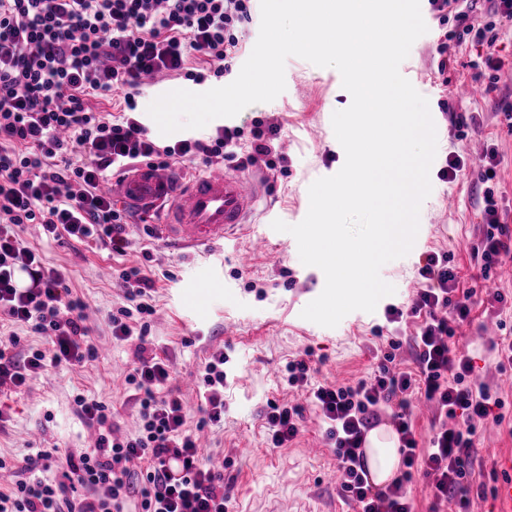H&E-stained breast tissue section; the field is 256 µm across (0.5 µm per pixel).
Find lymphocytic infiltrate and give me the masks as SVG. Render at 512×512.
Returning <instances> with one entry per match:
<instances>
[{
  "instance_id": "obj_1",
  "label": "lymphocytic infiltrate",
  "mask_w": 512,
  "mask_h": 512,
  "mask_svg": "<svg viewBox=\"0 0 512 512\" xmlns=\"http://www.w3.org/2000/svg\"><path fill=\"white\" fill-rule=\"evenodd\" d=\"M430 4L442 14L455 12L463 34L479 43L491 42L497 23L512 21V0H494V19L480 29L468 25L459 0ZM254 20L255 0H0V324L27 328L51 343L49 351L24 355L14 352L17 336L0 343V385L20 388L46 364L71 366L97 356L85 303L73 296L61 271L46 267L25 244L18 226L38 224L46 236L102 244L121 256L128 216L99 190L108 175L144 162L236 169L259 163L286 173L288 160L274 145L276 124L255 121L247 140L239 128L224 126L206 138L161 146L135 116L142 74L197 83L221 77L244 49L241 29ZM108 97L115 100L114 111L94 109L92 99ZM484 220L489 229L481 259L488 269L512 254V230L502 224L495 203H488ZM20 270L29 287L17 286ZM419 274L426 286L410 311H386L391 323L407 313L421 317L414 339L417 373L390 369L395 356L389 352L377 374L352 386L312 383L303 359L290 367L291 385L308 388L327 425L342 490L360 512H412L403 479L377 490L363 470L361 444L381 403L399 402L404 466L423 461L434 476V498L463 505L473 421L502 405L487 388L466 385L472 360L448 344L455 323L471 309L451 298L456 274L447 256L429 255ZM118 279L126 304L112 313L109 328L112 339L136 345L138 364L127 376L135 390V433L121 432L106 403L76 395V414L93 431L94 446L66 452L61 474L51 478L37 475L48 453L28 458L24 476L0 490V512H125L130 504L136 512H225L224 485L185 428L180 391L167 385L168 361L145 354L154 280L137 266L119 270ZM223 365L219 350L203 367L201 425L224 420ZM414 389L439 410L422 459L408 413L407 394Z\"/></svg>"
}]
</instances>
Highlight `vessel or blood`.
<instances>
[{"label":"vessel or blood","instance_id":"obj_1","mask_svg":"<svg viewBox=\"0 0 512 512\" xmlns=\"http://www.w3.org/2000/svg\"><path fill=\"white\" fill-rule=\"evenodd\" d=\"M101 192L151 221L164 247H208L255 214L266 185L255 175L209 171L188 182L170 169L141 165L100 185Z\"/></svg>","mask_w":512,"mask_h":512}]
</instances>
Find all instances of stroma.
Instances as JSON below:
<instances>
[{
	"label": "stroma",
	"mask_w": 512,
	"mask_h": 512,
	"mask_svg": "<svg viewBox=\"0 0 512 512\" xmlns=\"http://www.w3.org/2000/svg\"><path fill=\"white\" fill-rule=\"evenodd\" d=\"M428 27L418 38L400 72L412 85L434 83L429 106L437 132V153L431 166L439 171L450 155L460 156L464 169L450 182L432 178V192L420 211V228L410 253L385 264L381 277L395 286L375 311H355L333 328L301 316L304 307L325 286L319 268L302 264L295 238L272 229L274 220L301 222L309 208L308 188L318 178L336 174L345 152L337 141L331 117L346 109L351 95L342 86L340 73L297 57L288 58L286 89L274 101L253 104L228 119L231 127L250 129L256 119H267L280 128L278 144L288 158V173L269 177V191L258 209L256 223L248 224L223 243L201 249H166L157 244L146 225L128 226L131 247L125 256L108 249L43 237L38 225L26 224L21 235L38 250L46 265L65 272L74 296L92 308L88 325L99 350L97 358L73 367H47L27 387L0 388V405L9 407L13 422L0 431V485H9L28 456L51 448L67 451L81 447L87 429L73 410V397L84 393L111 406L122 431L136 429L132 404L134 389L126 381L136 361L135 346L114 342L108 318L124 305V291L113 271L139 266L155 281L152 318L147 339L155 352L169 358L171 383L181 387L188 407L186 427L195 430L201 403L197 385L205 359L223 350L224 424L205 429L200 442L207 461L217 463L224 479L227 512H270L280 500L306 504L307 512H352L340 485L326 480L336 467V455L325 437V425L306 392L289 387L288 367L309 358L312 380L351 385L369 376L377 366L375 354L386 337L397 333L401 346L396 362L415 369L412 338L418 321L410 318L390 329L388 307H409L423 283L418 276L429 254H448L458 273L456 297L473 292L476 300L470 317L455 329L452 347L468 352L473 362L471 378L486 385L503 406L501 420H478L470 451L467 512H500L493 493L495 483L512 475L494 449L512 451V370H501L488 349L486 322H494L501 336L512 334V276L495 265L482 272L475 251L488 229L483 222V171L471 142L498 150L496 201L502 223L512 227V128L502 106L512 103V24L497 28L493 47L505 62L496 80L476 67L485 46L459 38L458 23L440 17L431 8L422 12ZM445 44V55L435 51ZM447 59L439 70V59ZM480 85L477 98H455L449 89L457 80ZM455 207H448V198ZM267 235L271 247L255 256L249 269H241L237 254L254 235ZM234 323L235 335L224 333ZM300 407L303 430L293 441L273 448L268 443L266 412L270 403ZM250 453H243V446Z\"/></svg>",
	"instance_id": "1"
}]
</instances>
